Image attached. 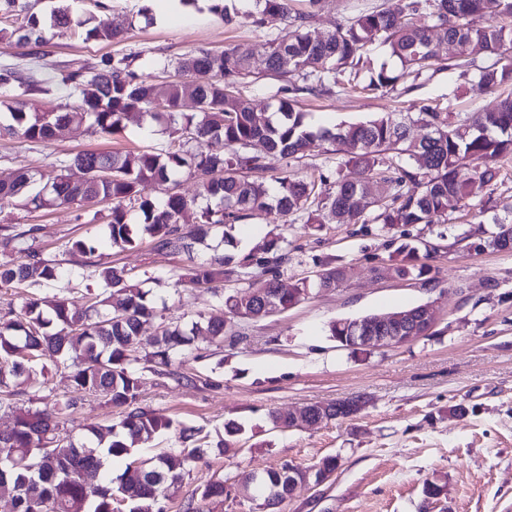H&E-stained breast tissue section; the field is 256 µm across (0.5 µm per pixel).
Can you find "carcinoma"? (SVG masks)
I'll return each mask as SVG.
<instances>
[{"mask_svg": "<svg viewBox=\"0 0 512 512\" xmlns=\"http://www.w3.org/2000/svg\"><path fill=\"white\" fill-rule=\"evenodd\" d=\"M308 8L295 11L290 0H256L249 14L259 25L267 14L284 20L287 34L261 45L267 69L285 83L284 91L324 95L344 82L358 79L364 47L379 40L389 46L400 64L394 73L385 68L371 74L368 91L393 88L408 76L417 77L439 60V43L453 40L464 47L458 60L448 66L462 68L477 83L492 92L512 85V62L502 61L503 48L512 45V0H391L382 10L362 12L330 32L313 27L321 0H306ZM24 14L12 30L0 27V40H8L27 51L20 59L43 61L47 77L26 72L21 63L0 66V109L6 110L0 133L23 142L50 141L73 124L89 123L92 132L109 138L124 128L136 114L140 119L166 126L172 136L169 148L161 151H84L61 160L47 175V197L27 195L33 174L27 169L0 180V201L19 199L24 205L92 206L112 204L108 223L112 246H138L143 236L155 241L159 250L187 251L190 242L204 240L228 224H243L256 211L275 208L292 223L291 217L307 214V223L319 224V212L338 224L366 222L365 209L357 206L360 195L375 193L368 203L372 221L387 228L411 224H438L460 206L475 208V181L493 182L506 160H512V93L499 95L496 106L472 114L424 103L415 112V122L431 128L434 137L416 141L407 125L394 112L366 122L317 127L293 101L280 100L278 111L263 114L242 97L229 98L230 88L250 75L254 49L229 45L222 50L200 48L171 64L174 79L163 100H157L153 85L134 68L136 56L105 55L93 66L80 61L48 64L44 47L51 29H69L84 40L118 43L124 31L111 26L93 12L73 18L70 8L55 7L38 15L20 0H0V13ZM69 92L73 102L59 112H29L26 106L54 89ZM198 100L201 109L187 114L180 110L183 98ZM316 138L331 141L342 154L336 162V180L292 178L278 173L277 163L297 161ZM261 141L265 153L251 152ZM90 171L82 181L63 174L71 166ZM352 165L354 175H342ZM184 173L196 180L206 205L178 193L150 195L147 187L163 186L171 175ZM135 205L143 223L128 222L127 205ZM197 209L196 222L183 223L190 209ZM35 227L20 229L0 226V244L19 247L25 261L0 262V287L38 288L58 278L55 263L28 244ZM281 238L264 237L242 257L222 254L204 262H192L172 273L173 287L212 288L237 281V289L224 297V307L245 319H259L262 309L254 293L268 289L273 307L285 311L302 300L307 290L331 287L343 270L329 267L310 281L285 285L279 267L288 260ZM429 254L404 243L391 259L399 278H422L429 274ZM104 286L92 293L86 309L70 308L66 298H26L21 312L9 310L0 317V406L14 414L9 433L0 435V496L13 499L16 512H114V493L131 504L130 512H164L162 500L177 489L200 461L205 449L194 435L182 434V447L129 464L118 477V486L100 477L105 457H125L139 443L174 428L173 420L138 406L141 374L133 367V355L142 326L157 318L148 302V292L132 282L124 269L88 261ZM225 321L212 318L195 321L190 329L165 324L154 340L156 350L148 362L170 366L172 356L182 351L195 336H207L217 345L224 341ZM49 359L68 370L73 395L56 401L49 409L19 406L7 391L10 380L22 376L36 361ZM100 395L121 409L118 424L88 432L97 445L76 444L56 437L61 423L69 420L86 395ZM226 437L214 450L223 455L236 449L241 428L234 422L224 427ZM289 464L268 471L269 480L280 482V495L287 498L308 470ZM224 481L207 484L200 492L204 502L224 498Z\"/></svg>", "mask_w": 512, "mask_h": 512, "instance_id": "cac0c4a2", "label": "carcinoma"}]
</instances>
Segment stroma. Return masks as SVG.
Listing matches in <instances>:
<instances>
[{"label":"stroma","instance_id":"stroma-1","mask_svg":"<svg viewBox=\"0 0 512 512\" xmlns=\"http://www.w3.org/2000/svg\"><path fill=\"white\" fill-rule=\"evenodd\" d=\"M101 16L125 29L120 43L83 40L71 31L50 37V59L95 61L122 52L136 57L139 74L164 87L169 62L199 48L244 45L255 50L251 77L238 86L241 96L258 108L276 111L278 81L266 78L260 44L285 35L280 16H265L262 25L225 24L210 0L175 13H160L158 0H104ZM385 0H322L314 19L330 31L359 12ZM450 104L456 112H481L495 98L465 83L458 71L434 66L419 78H405L378 96L337 89L329 96L298 97V107L312 123L331 127L369 120L386 112H410L425 102ZM164 125L127 121L123 131L103 139L87 124L72 125L54 141L30 143L0 136V178L26 167L49 170L58 158L83 150L136 151L168 148ZM288 174L335 177L334 146L313 141L303 165ZM473 199L485 210L449 213L444 224H414L392 230L374 223L326 224L298 222L283 227L273 211H259L236 225L232 243L220 237L193 244L189 253L157 251L151 240L133 249L112 246L108 237L110 207L56 206L40 210L0 204L1 224L35 226L36 247L58 263L60 284L40 288L43 296L65 290L70 302L85 307L89 292L99 291L85 256L68 252L69 240L95 237L101 261L125 268L140 280L161 315L143 326L140 354H148L160 324H187L198 315L227 318L223 292L204 289L175 291L168 276L173 269L223 253L247 254L266 234L282 236L288 260L282 279L295 283L313 279L317 271L336 266L351 275L340 286L311 289L286 311L258 319L236 320L223 345L195 337L183 362L156 373L139 362L142 376L139 404L148 411L190 428L202 445L224 437L227 422L241 427V449L218 455L208 451L165 500L166 512H184L208 483L224 481L230 492L209 512H258L254 502L231 489L241 473L278 467L288 461L307 467L328 456L340 467L327 482L297 489L278 512H423L427 481L444 485L445 493L432 512H512V253L491 245L502 203L512 200V162L491 184L474 183ZM429 250L428 279H398L389 259L401 243ZM437 311L427 336L412 343L370 352L354 351L329 334L332 322L383 314L421 304ZM212 386H203V379ZM18 402L40 393L44 406L68 395V372L50 360L36 364L28 381L19 384ZM364 397L359 414L291 430L272 428L269 414L294 411L309 403ZM120 414L99 396L86 397L63 436L80 440L86 426L118 422Z\"/></svg>","mask_w":512,"mask_h":512}]
</instances>
